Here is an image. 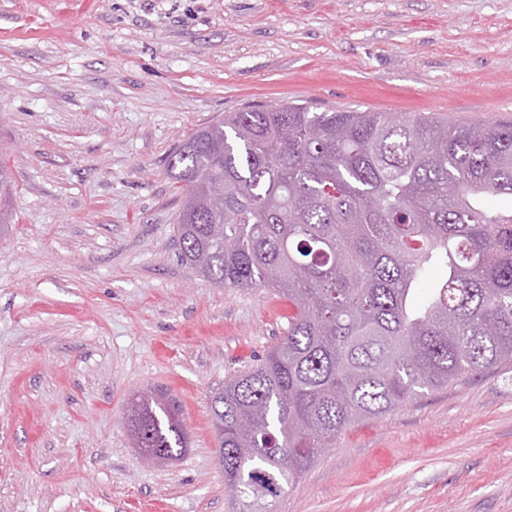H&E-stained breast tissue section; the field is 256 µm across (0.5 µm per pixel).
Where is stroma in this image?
Instances as JSON below:
<instances>
[{
	"mask_svg": "<svg viewBox=\"0 0 512 512\" xmlns=\"http://www.w3.org/2000/svg\"><path fill=\"white\" fill-rule=\"evenodd\" d=\"M256 102L512 123V0H0V512H235L210 394L290 310L182 264L165 161ZM271 510L512 512V363L352 424ZM128 427L141 451H163L164 461L176 459L185 452L187 438L175 405L144 395L131 403L127 416Z\"/></svg>",
	"mask_w": 512,
	"mask_h": 512,
	"instance_id": "obj_1",
	"label": "stroma"
}]
</instances>
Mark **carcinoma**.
Instances as JSON below:
<instances>
[{"label":"carcinoma","mask_w":512,"mask_h":512,"mask_svg":"<svg viewBox=\"0 0 512 512\" xmlns=\"http://www.w3.org/2000/svg\"><path fill=\"white\" fill-rule=\"evenodd\" d=\"M166 174L181 262L293 309L211 392L240 512H270L353 423L512 362V125L252 104L183 140ZM127 421L137 448H187L173 404L144 395Z\"/></svg>","instance_id":"1"}]
</instances>
